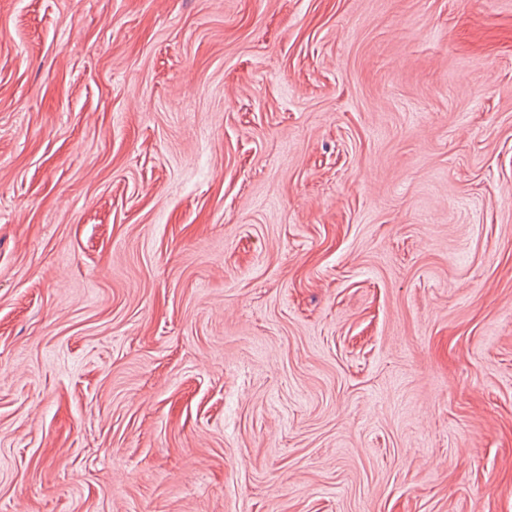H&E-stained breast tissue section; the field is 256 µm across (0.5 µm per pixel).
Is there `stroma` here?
Listing matches in <instances>:
<instances>
[{"mask_svg":"<svg viewBox=\"0 0 512 512\" xmlns=\"http://www.w3.org/2000/svg\"><path fill=\"white\" fill-rule=\"evenodd\" d=\"M0 512H512V0H0Z\"/></svg>","mask_w":512,"mask_h":512,"instance_id":"1","label":"stroma"}]
</instances>
